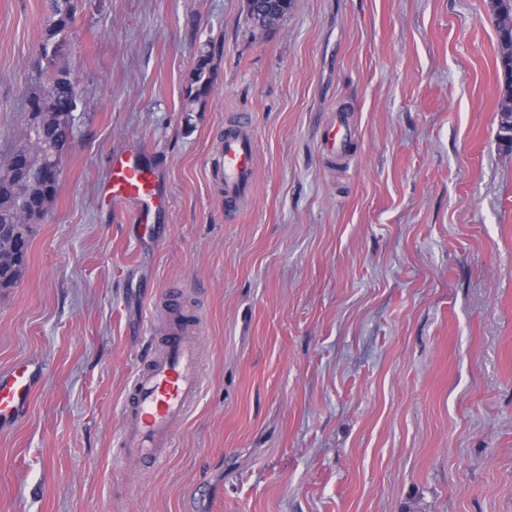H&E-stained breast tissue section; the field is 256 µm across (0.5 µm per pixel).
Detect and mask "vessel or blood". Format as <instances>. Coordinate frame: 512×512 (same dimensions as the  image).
<instances>
[{"mask_svg": "<svg viewBox=\"0 0 512 512\" xmlns=\"http://www.w3.org/2000/svg\"><path fill=\"white\" fill-rule=\"evenodd\" d=\"M250 113H240L224 127V139L212 162V172L224 191V219L235 222L241 200L249 192L257 170V150ZM349 138L346 117L331 121L321 142L329 153H342ZM108 203L130 207L136 224L148 227L165 199L159 177L142 148L117 153L107 188ZM201 331L195 311L179 296L168 294L166 315L154 354L136 369L124 402L125 426L114 440V460L161 465L172 445L174 432L194 411L204 384V369L194 340ZM41 370L28 360L0 371V426L25 417Z\"/></svg>", "mask_w": 512, "mask_h": 512, "instance_id": "obj_1", "label": "vessel or blood"}]
</instances>
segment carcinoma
<instances>
[{"instance_id":"cac0c4a2","label":"carcinoma","mask_w":512,"mask_h":512,"mask_svg":"<svg viewBox=\"0 0 512 512\" xmlns=\"http://www.w3.org/2000/svg\"><path fill=\"white\" fill-rule=\"evenodd\" d=\"M51 22L43 34L39 50L46 62V81L29 97L24 131L27 136L13 146L0 175V233L15 237L19 250L0 253V288H12L22 278L26 266L29 232L48 212L59 182L49 171L55 158L75 139V111L78 102L71 91L77 83L68 69L55 60L66 47L65 35L75 15V0H47ZM495 26L499 36L498 56L504 74L502 99L512 98V0H495ZM213 73L210 55L199 52L187 91L188 106L211 90ZM499 141L512 148V113L500 117Z\"/></svg>"}]
</instances>
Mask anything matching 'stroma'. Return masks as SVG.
Segmentation results:
<instances>
[{
  "label": "stroma",
  "mask_w": 512,
  "mask_h": 512,
  "mask_svg": "<svg viewBox=\"0 0 512 512\" xmlns=\"http://www.w3.org/2000/svg\"><path fill=\"white\" fill-rule=\"evenodd\" d=\"M45 0H0V171L44 81ZM491 0H76L80 90L57 196L0 288V369L44 379L0 430V512H512V152ZM211 91L184 112L199 48ZM258 169L237 223L208 157L237 113ZM349 150L319 148L337 113ZM145 147L157 243L103 206ZM206 378L162 467L114 461L166 290ZM292 0H281V2L274 3V13L277 14L276 23H268L266 15L260 14L253 10L247 9V15L249 20L252 22L254 27L260 28L264 31H269L275 27L287 14L291 9ZM275 23V25H274Z\"/></svg>",
  "instance_id": "1"
}]
</instances>
